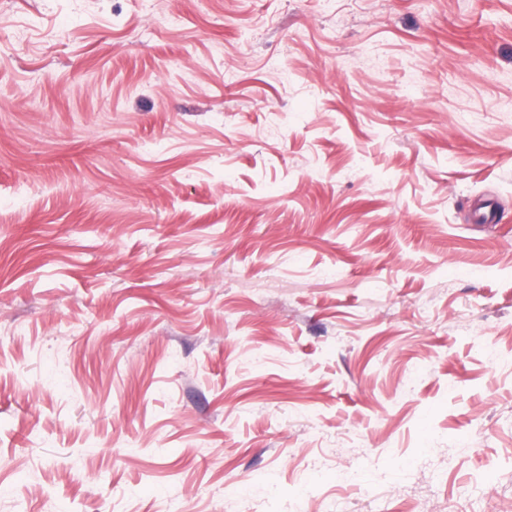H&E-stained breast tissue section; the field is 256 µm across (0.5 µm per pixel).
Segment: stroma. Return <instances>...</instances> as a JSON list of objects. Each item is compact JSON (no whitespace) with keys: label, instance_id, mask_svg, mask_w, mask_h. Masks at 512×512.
<instances>
[{"label":"stroma","instance_id":"1","mask_svg":"<svg viewBox=\"0 0 512 512\" xmlns=\"http://www.w3.org/2000/svg\"><path fill=\"white\" fill-rule=\"evenodd\" d=\"M170 499L512 512V0H0V512Z\"/></svg>","mask_w":512,"mask_h":512}]
</instances>
